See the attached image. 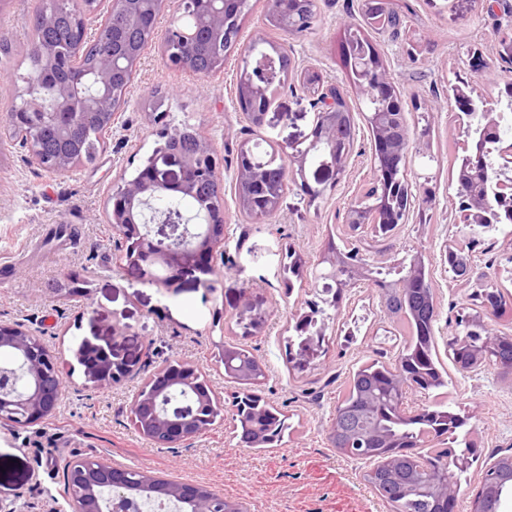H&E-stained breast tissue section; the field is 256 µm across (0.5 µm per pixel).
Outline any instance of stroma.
Wrapping results in <instances>:
<instances>
[{
	"label": "stroma",
	"mask_w": 512,
	"mask_h": 512,
	"mask_svg": "<svg viewBox=\"0 0 512 512\" xmlns=\"http://www.w3.org/2000/svg\"><path fill=\"white\" fill-rule=\"evenodd\" d=\"M397 2L404 15L400 35L374 32L370 39L402 92L413 141L407 174L415 203L429 219L408 221L381 248L394 259L423 254L437 290L435 337L444 360L455 319L475 290L474 284L455 280L443 261L446 244L466 243L453 223L458 199L452 167L465 135L448 85L467 82L477 100L493 102L503 95L512 71L498 65L474 75L467 59L473 48L491 55L501 32L512 31V0H496L491 8L484 0ZM265 3L250 0L243 42L287 43L298 67L316 68L326 83L348 87L342 40L345 27L361 17L360 0H318L313 29L288 40L266 26ZM39 5V0H0V37L11 45L0 53V114L9 107L18 78L31 72L27 49ZM244 65V54L232 52L223 74L206 78L169 68L159 42H152L95 163L54 176L31 165L18 143L0 148V264L10 266L0 271V323L17 321L41 331L68 360L82 337L113 336L112 316L118 313L130 330L117 343L138 365L133 377L99 390L85 386L82 369H75L52 417L27 429L0 424V505L8 512H70L62 467L77 457L107 458L201 483L237 501L245 512H386L363 480L367 463L338 454L327 436L350 373L367 361L392 363L399 353L402 341L394 336L395 325L382 312L376 291L366 283L347 291L308 368L291 369L285 360L293 314L305 310L322 288L312 270L328 238H347L348 203L372 177L369 130L364 118H357L355 150L340 183L307 165L305 179L319 190L317 199L289 186L275 218L249 222L238 210L231 181L240 143L259 135L283 145L305 141L315 110L302 88L282 91L264 128H249L236 94ZM160 89L169 94L162 106L168 123L197 129L224 159V256L204 285L192 272L168 289L144 283L123 261L125 245L107 222L113 190L131 179L160 143L150 120ZM289 245L305 260L303 283L290 292L282 277ZM473 253L486 274L484 286L512 296V279L502 273L512 264V224L478 235ZM70 273L85 280L86 296L56 294L57 283ZM246 295L269 310L270 318L260 333L243 338L234 319ZM225 339L241 341L266 365L261 391L288 419L281 444L266 452L243 447L229 419L178 448H160L140 436L129 401L167 361L184 358L205 367L223 398H230L233 386L215 366L217 345ZM447 371L448 404L468 417V438L481 452L479 461L466 467L457 506V512H472L486 466L512 454V379L492 368L466 373L451 365Z\"/></svg>",
	"instance_id": "35a3bbf8"
}]
</instances>
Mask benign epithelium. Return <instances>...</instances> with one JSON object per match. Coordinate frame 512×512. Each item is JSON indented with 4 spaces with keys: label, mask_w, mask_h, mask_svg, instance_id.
Returning a JSON list of instances; mask_svg holds the SVG:
<instances>
[{
    "label": "benign epithelium",
    "mask_w": 512,
    "mask_h": 512,
    "mask_svg": "<svg viewBox=\"0 0 512 512\" xmlns=\"http://www.w3.org/2000/svg\"><path fill=\"white\" fill-rule=\"evenodd\" d=\"M249 0H176L175 17L161 42V52L167 63L175 68L195 72L196 62L191 49L205 38L215 45L207 75L224 71V45L237 46L241 41L238 20L248 8ZM288 0H266L267 25L288 33L302 35L311 29L315 17L316 0H295L298 8L283 7ZM79 7H71V0H46L32 18L35 30H54L67 23L69 41L66 48L50 41L31 45V59L35 62L32 82L38 88L33 94L29 86L16 87V94L5 124L20 141L28 154L30 164L50 175H63L72 168L94 161L84 150L83 139L99 126L112 129V115L125 102L130 85L127 80L129 65L139 62L154 34L143 36L136 48H122L109 53L96 51V45L105 41L111 25L108 21L116 13L129 22L144 14L158 15L168 0H111L103 22L95 36L87 32V17L96 14L101 0H78ZM193 19L190 27L182 25V17ZM95 53L92 72L80 68V60ZM346 53L352 59L351 79L356 91L377 103L367 124L371 137L369 155L373 178L363 191L350 202L346 223L362 229L369 223H378L376 213L365 204L377 196L379 187L386 194L405 203L395 212L394 223L408 220L413 192L409 182L393 179L397 169L405 168L412 140L406 122L395 113L403 111L401 93L394 83L387 65L373 61L369 44L361 39L346 43ZM468 66L474 73L491 69L492 62L475 50L468 54ZM283 67L279 57L265 54L257 63H246L238 84V103L249 123L264 127L270 87L260 78V72ZM306 84L318 96L321 107L315 114L312 139L305 147L291 145L281 148L282 182L295 179L304 171L306 162L315 152L325 148L332 161L324 168L340 177L347 171L352 150L336 153V143L344 136L350 123L345 121L351 111L347 97L334 85L323 86L316 71L304 75ZM153 123L160 127L161 144L155 148L139 174L126 180L108 201V223L112 231L126 243L127 265L138 271L147 282L166 286L184 270L205 271L213 266L217 253L224 246V178L219 170L212 142L198 133L194 148L181 151L173 144L181 130L166 122L167 114L154 105ZM54 137L59 147L53 152L44 148L48 137ZM241 158L234 173V188L243 191L237 199L238 208L250 209L252 220L261 223L274 215L282 192L270 188L257 207L250 189L257 181L263 164L256 161L252 147L243 143ZM206 182H215L221 188L215 195L202 196L199 189ZM193 198L199 202L197 213L179 222L158 218L153 202L168 195ZM460 224H483L490 210L489 195H478L461 188ZM320 263L324 272L319 277H333L340 271L347 276L353 288L365 280L374 262L370 256L353 247L341 255L325 254ZM470 325L481 329V348L492 349L499 333L484 320V313L466 317ZM99 337L82 338L72 348L73 358L83 367L86 383L97 389L110 388L116 381L132 374L135 361L108 339L98 343ZM234 348L221 347L220 363L224 375L231 376L239 391L236 396L252 394L257 382V370L245 362L233 363ZM12 361L0 369V423L13 428H27L51 417L57 410L74 365L64 361L43 336L21 322L0 323V356ZM393 384L400 395L417 392L419 385L406 375L395 362ZM224 410L213 382L200 366L187 359H175L156 369L146 386L129 404L134 427L145 438L162 448L178 447L209 430L216 413ZM464 461L449 455L438 472L427 484L428 492L448 499V512H456L460 486L453 477ZM129 467L109 459H90L83 465L68 463L64 476L75 491L71 512H143L156 501H165L187 512H239V506L218 504L220 495L204 484L175 480L159 484L151 472L140 469L139 477L128 476Z\"/></svg>",
    "instance_id": "obj_1"
}]
</instances>
